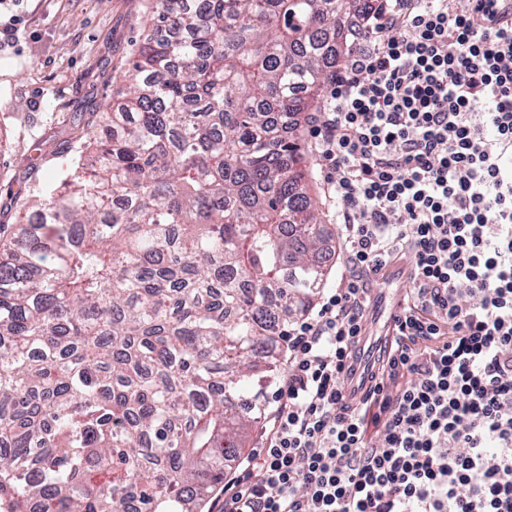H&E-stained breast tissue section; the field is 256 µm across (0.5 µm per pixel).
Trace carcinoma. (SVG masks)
I'll use <instances>...</instances> for the list:
<instances>
[{"mask_svg": "<svg viewBox=\"0 0 512 512\" xmlns=\"http://www.w3.org/2000/svg\"><path fill=\"white\" fill-rule=\"evenodd\" d=\"M372 5L153 0L116 107L0 226V512H200L242 456L324 283L294 134Z\"/></svg>", "mask_w": 512, "mask_h": 512, "instance_id": "1", "label": "carcinoma"}]
</instances>
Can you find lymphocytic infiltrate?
Masks as SVG:
<instances>
[{
  "instance_id": "1",
  "label": "lymphocytic infiltrate",
  "mask_w": 512,
  "mask_h": 512,
  "mask_svg": "<svg viewBox=\"0 0 512 512\" xmlns=\"http://www.w3.org/2000/svg\"><path fill=\"white\" fill-rule=\"evenodd\" d=\"M310 120L346 285L290 325L221 512H512V0H378ZM403 259L394 337L352 398L371 287Z\"/></svg>"
}]
</instances>
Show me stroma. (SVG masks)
I'll return each mask as SVG.
<instances>
[{
	"instance_id": "35a3bbf8",
	"label": "stroma",
	"mask_w": 512,
	"mask_h": 512,
	"mask_svg": "<svg viewBox=\"0 0 512 512\" xmlns=\"http://www.w3.org/2000/svg\"><path fill=\"white\" fill-rule=\"evenodd\" d=\"M19 16L11 39L0 43V222L25 217L14 195L38 190L72 161L70 141L80 122L115 103L151 16V0H21L0 8V29ZM298 134L306 149L310 195L325 225V287H344L336 212L309 125Z\"/></svg>"
}]
</instances>
